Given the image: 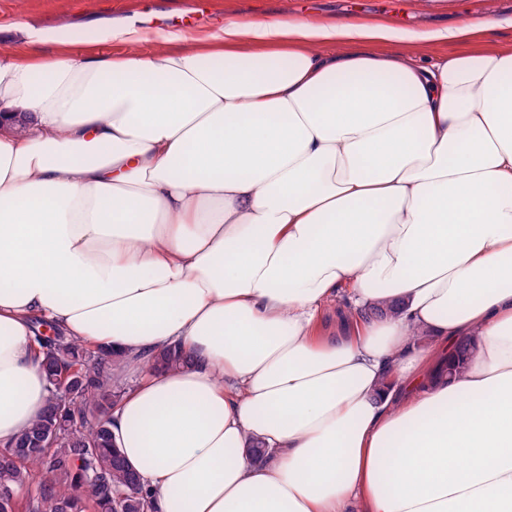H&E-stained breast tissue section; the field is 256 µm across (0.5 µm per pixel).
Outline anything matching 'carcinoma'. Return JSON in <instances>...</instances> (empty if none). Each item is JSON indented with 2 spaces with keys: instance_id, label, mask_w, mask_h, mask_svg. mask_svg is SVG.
<instances>
[{
  "instance_id": "cac0c4a2",
  "label": "carcinoma",
  "mask_w": 512,
  "mask_h": 512,
  "mask_svg": "<svg viewBox=\"0 0 512 512\" xmlns=\"http://www.w3.org/2000/svg\"><path fill=\"white\" fill-rule=\"evenodd\" d=\"M42 349L48 405L0 449V512H156L140 476L125 464L110 430L125 387L124 356L89 347L43 318L33 319ZM158 370L186 363L177 345L150 357ZM26 486L20 497L16 488Z\"/></svg>"
}]
</instances>
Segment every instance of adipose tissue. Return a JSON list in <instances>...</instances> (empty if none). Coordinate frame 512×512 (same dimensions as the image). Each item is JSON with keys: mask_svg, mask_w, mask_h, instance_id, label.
<instances>
[{"mask_svg": "<svg viewBox=\"0 0 512 512\" xmlns=\"http://www.w3.org/2000/svg\"><path fill=\"white\" fill-rule=\"evenodd\" d=\"M407 40L230 19L1 54L0 447L46 409L41 316L139 373L110 429L157 512H512V48ZM344 288L382 314L324 334ZM151 365L158 370H175L186 363L183 352L178 345L167 346L149 358Z\"/></svg>", "mask_w": 512, "mask_h": 512, "instance_id": "1", "label": "adipose tissue"}]
</instances>
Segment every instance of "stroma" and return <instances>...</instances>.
<instances>
[{
    "mask_svg": "<svg viewBox=\"0 0 512 512\" xmlns=\"http://www.w3.org/2000/svg\"><path fill=\"white\" fill-rule=\"evenodd\" d=\"M228 19L382 22L413 35L479 21L486 25L479 36L431 45L428 53L512 45V0H0V54L32 29L88 31L132 22L152 34L179 29L202 37Z\"/></svg>",
    "mask_w": 512,
    "mask_h": 512,
    "instance_id": "1",
    "label": "stroma"
}]
</instances>
